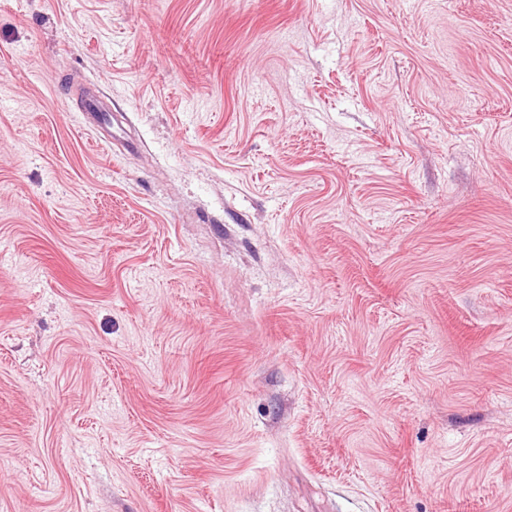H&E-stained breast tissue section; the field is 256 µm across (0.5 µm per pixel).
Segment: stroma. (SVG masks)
<instances>
[{"label": "stroma", "mask_w": 512, "mask_h": 512, "mask_svg": "<svg viewBox=\"0 0 512 512\" xmlns=\"http://www.w3.org/2000/svg\"><path fill=\"white\" fill-rule=\"evenodd\" d=\"M0 512H512V0H0Z\"/></svg>", "instance_id": "1"}]
</instances>
